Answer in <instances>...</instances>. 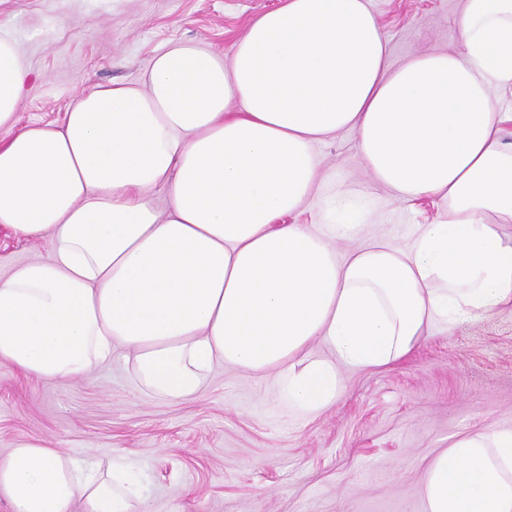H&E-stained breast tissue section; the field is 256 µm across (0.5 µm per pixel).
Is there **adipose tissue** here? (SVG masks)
Segmentation results:
<instances>
[{
    "mask_svg": "<svg viewBox=\"0 0 512 512\" xmlns=\"http://www.w3.org/2000/svg\"><path fill=\"white\" fill-rule=\"evenodd\" d=\"M368 2L283 0L223 54L172 43L141 82L81 91L59 126H19L34 73L0 32V227L50 244L0 274V364L63 383L120 349L175 401L221 364L308 416L335 404L341 367L390 366L431 329L512 308V0H463L456 50L396 66ZM347 129L377 186L443 207L408 246L332 251L363 214L316 147ZM325 194L323 223H283ZM421 493L425 512H512V429L457 437ZM0 500L132 512L144 492L133 465L26 441L0 457Z\"/></svg>",
    "mask_w": 512,
    "mask_h": 512,
    "instance_id": "obj_1",
    "label": "adipose tissue"
}]
</instances>
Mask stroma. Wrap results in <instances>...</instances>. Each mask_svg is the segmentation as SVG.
<instances>
[{
  "instance_id": "stroma-1",
  "label": "stroma",
  "mask_w": 512,
  "mask_h": 512,
  "mask_svg": "<svg viewBox=\"0 0 512 512\" xmlns=\"http://www.w3.org/2000/svg\"><path fill=\"white\" fill-rule=\"evenodd\" d=\"M282 0H0L38 73L20 124L61 123L76 92L134 81L173 41L224 52ZM392 63L453 50L461 0H370ZM325 169L367 205L366 230L396 245L438 221L432 200L408 206L377 188L354 132L320 143ZM46 240L0 230V269L47 257ZM329 409L291 417L272 382L214 367L199 396L174 403L121 355L65 384L0 365V455L39 440L77 458L131 462L153 512H424L421 484L457 436L512 428V310L455 322L404 360L341 371Z\"/></svg>"
}]
</instances>
